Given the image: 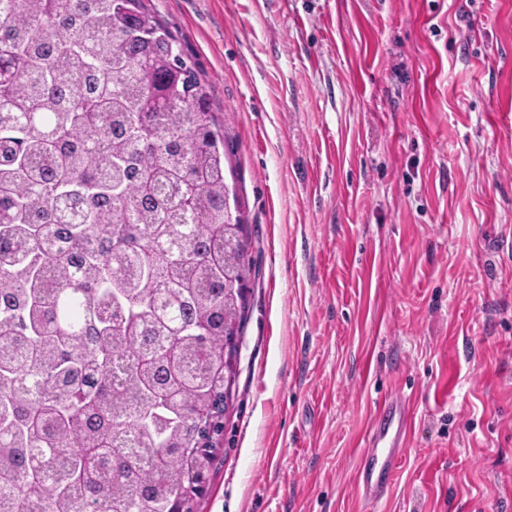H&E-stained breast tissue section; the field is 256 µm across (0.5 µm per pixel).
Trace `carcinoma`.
Segmentation results:
<instances>
[{"label":"carcinoma","instance_id":"obj_1","mask_svg":"<svg viewBox=\"0 0 512 512\" xmlns=\"http://www.w3.org/2000/svg\"><path fill=\"white\" fill-rule=\"evenodd\" d=\"M0 0V499H200L252 269L224 237V133L145 0Z\"/></svg>","mask_w":512,"mask_h":512}]
</instances>
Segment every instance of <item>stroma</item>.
<instances>
[{"mask_svg": "<svg viewBox=\"0 0 512 512\" xmlns=\"http://www.w3.org/2000/svg\"><path fill=\"white\" fill-rule=\"evenodd\" d=\"M205 85L252 259L197 512H512V0H145ZM413 435L355 476L384 397ZM412 415L398 395L384 397L371 416L357 470L359 496L377 503L392 490L410 442Z\"/></svg>", "mask_w": 512, "mask_h": 512, "instance_id": "obj_1", "label": "stroma"}]
</instances>
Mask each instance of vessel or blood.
Masks as SVG:
<instances>
[{
	"label": "vessel or blood",
	"mask_w": 512,
	"mask_h": 512,
	"mask_svg": "<svg viewBox=\"0 0 512 512\" xmlns=\"http://www.w3.org/2000/svg\"><path fill=\"white\" fill-rule=\"evenodd\" d=\"M412 415L400 396L384 397L377 404L363 441L357 470L359 496L375 503L392 490L410 442Z\"/></svg>",
	"instance_id": "vessel-or-blood-1"
}]
</instances>
